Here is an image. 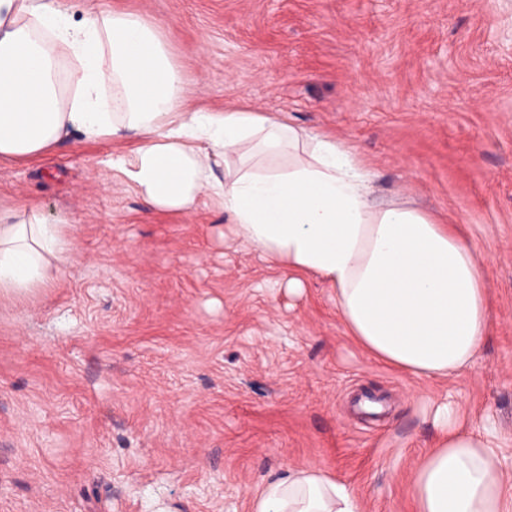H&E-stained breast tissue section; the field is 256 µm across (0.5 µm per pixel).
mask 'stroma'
Listing matches in <instances>:
<instances>
[{
  "label": "stroma",
  "instance_id": "obj_1",
  "mask_svg": "<svg viewBox=\"0 0 512 512\" xmlns=\"http://www.w3.org/2000/svg\"><path fill=\"white\" fill-rule=\"evenodd\" d=\"M143 14L198 108L264 112L351 145L372 199L454 225L490 334L430 380L375 361L333 292L243 249L217 204L148 208L103 160L136 137L0 160V207L66 217L74 264L0 302V512H253L319 467L362 512H414L409 478L449 403L493 430L512 484V0H71Z\"/></svg>",
  "mask_w": 512,
  "mask_h": 512
}]
</instances>
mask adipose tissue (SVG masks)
<instances>
[{"instance_id": "ef3b65f1", "label": "adipose tissue", "mask_w": 512, "mask_h": 512, "mask_svg": "<svg viewBox=\"0 0 512 512\" xmlns=\"http://www.w3.org/2000/svg\"><path fill=\"white\" fill-rule=\"evenodd\" d=\"M125 131L139 145L108 168L148 207L188 213L202 199L218 203L238 246L278 263L290 287L312 276L332 288L348 333L376 360L446 379L480 352L488 302L474 246L414 208L376 206L344 144L306 145L298 129L260 112L190 108L182 71L144 15L0 0V158H36L76 133L97 141ZM247 143L287 154V166L248 164ZM229 157L237 165L217 177ZM65 228L35 205L0 211V298L59 281L72 254ZM433 424L437 437L410 479L415 512H512L494 435L466 430L447 405ZM254 512L361 508L345 485L309 467L263 484Z\"/></svg>"}]
</instances>
